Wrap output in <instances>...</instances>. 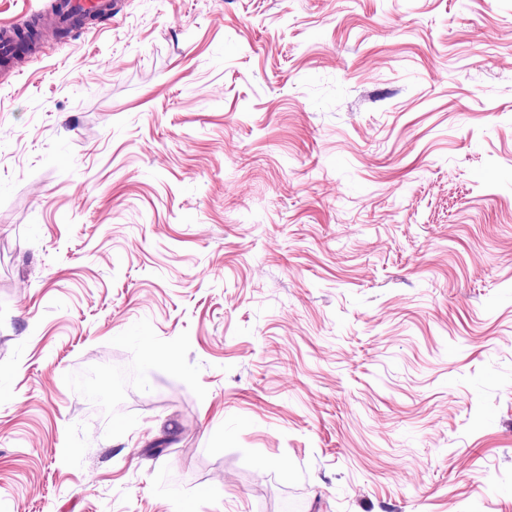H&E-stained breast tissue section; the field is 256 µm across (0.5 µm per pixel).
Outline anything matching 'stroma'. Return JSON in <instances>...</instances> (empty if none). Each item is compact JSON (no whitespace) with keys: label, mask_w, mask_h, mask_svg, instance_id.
Segmentation results:
<instances>
[{"label":"stroma","mask_w":512,"mask_h":512,"mask_svg":"<svg viewBox=\"0 0 512 512\" xmlns=\"http://www.w3.org/2000/svg\"><path fill=\"white\" fill-rule=\"evenodd\" d=\"M0 512H512V0H126L0 81Z\"/></svg>","instance_id":"35a3bbf8"}]
</instances>
